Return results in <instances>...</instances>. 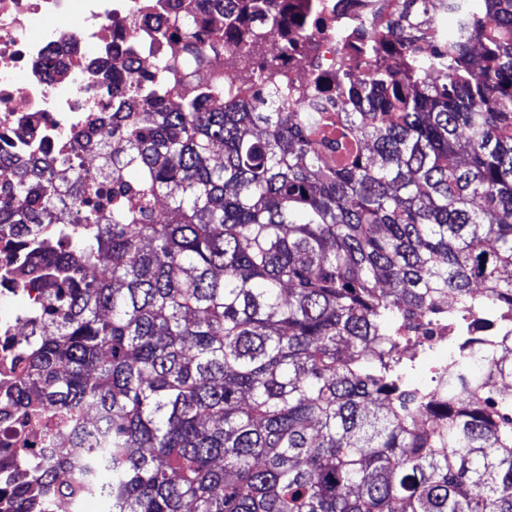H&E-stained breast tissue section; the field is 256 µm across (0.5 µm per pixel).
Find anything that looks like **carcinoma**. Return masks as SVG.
Returning <instances> with one entry per match:
<instances>
[{"instance_id": "carcinoma-1", "label": "carcinoma", "mask_w": 512, "mask_h": 512, "mask_svg": "<svg viewBox=\"0 0 512 512\" xmlns=\"http://www.w3.org/2000/svg\"><path fill=\"white\" fill-rule=\"evenodd\" d=\"M431 2L342 61L334 112L130 77L82 135L101 183L7 163L44 305L0 403L67 439L15 452L13 512L88 477L106 512H512V356L450 351L436 388L394 353L442 295L512 318V0H450V30ZM261 15L288 3L227 0L213 33L249 58Z\"/></svg>"}]
</instances>
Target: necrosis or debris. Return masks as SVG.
<instances>
[{
    "mask_svg": "<svg viewBox=\"0 0 512 512\" xmlns=\"http://www.w3.org/2000/svg\"><path fill=\"white\" fill-rule=\"evenodd\" d=\"M395 5L396 0H290L291 14L313 15L316 24L305 60L283 47L285 38H297L296 27L284 32L262 25L268 63L285 75L274 87L235 66L237 48L210 42L206 30L196 29L210 58L207 81L222 84L225 95L271 102L283 112L298 111V92L312 86L315 103L335 111L336 92L325 89L324 80L335 76L339 55L357 56ZM190 24L189 0H0V157H74L76 134L91 130L115 102L103 69L135 77L172 59L180 72L191 71L194 62L182 52ZM28 266L11 233H0V299L23 297L33 312L42 304L39 289L15 286L17 273Z\"/></svg>",
    "mask_w": 512,
    "mask_h": 512,
    "instance_id": "1",
    "label": "necrosis or debris"
}]
</instances>
